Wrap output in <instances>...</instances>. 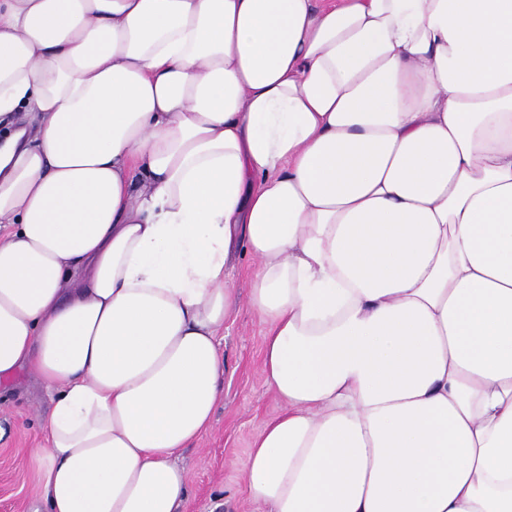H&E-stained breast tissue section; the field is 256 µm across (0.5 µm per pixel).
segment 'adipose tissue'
Segmentation results:
<instances>
[{"instance_id": "obj_1", "label": "adipose tissue", "mask_w": 512, "mask_h": 512, "mask_svg": "<svg viewBox=\"0 0 512 512\" xmlns=\"http://www.w3.org/2000/svg\"><path fill=\"white\" fill-rule=\"evenodd\" d=\"M0 384L47 512H180L252 256L265 512H512V0H0Z\"/></svg>"}]
</instances>
